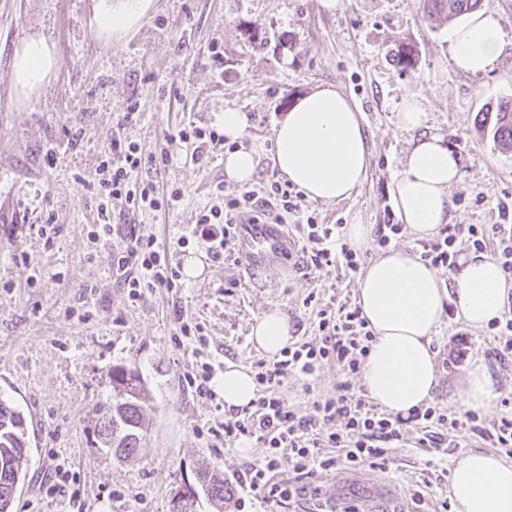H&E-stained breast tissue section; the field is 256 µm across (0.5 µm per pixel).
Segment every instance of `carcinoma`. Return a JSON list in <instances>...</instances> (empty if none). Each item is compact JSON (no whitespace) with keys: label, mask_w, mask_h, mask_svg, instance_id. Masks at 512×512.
<instances>
[{"label":"carcinoma","mask_w":512,"mask_h":512,"mask_svg":"<svg viewBox=\"0 0 512 512\" xmlns=\"http://www.w3.org/2000/svg\"><path fill=\"white\" fill-rule=\"evenodd\" d=\"M481 0H423L429 17L458 16L480 7ZM393 61L405 68L414 62L416 49L402 43L390 52ZM495 120L490 134L497 146L512 151V97L500 99L494 109ZM149 396L139 371L125 364L112 367L110 389L96 404L95 435L101 447L112 449V459L120 462L132 458L145 438L148 425L143 411ZM26 423L20 410L0 399V512H10L14 490L27 464ZM199 483L207 499L219 508L231 497L232 489L218 468L198 472Z\"/></svg>","instance_id":"1"}]
</instances>
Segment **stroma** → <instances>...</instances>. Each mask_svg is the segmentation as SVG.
I'll list each match as a JSON object with an SVG mask.
<instances>
[{
    "label": "stroma",
    "mask_w": 512,
    "mask_h": 512,
    "mask_svg": "<svg viewBox=\"0 0 512 512\" xmlns=\"http://www.w3.org/2000/svg\"><path fill=\"white\" fill-rule=\"evenodd\" d=\"M116 0H0V398L25 416L27 458L11 512H170L183 476L220 468L233 480L245 462L267 450L249 440V454L225 445L213 428L225 419L217 390L198 394L188 375L225 362L255 370L264 355L250 340L264 312H284L296 342L314 336L308 295L354 299L356 279L342 271L280 256L251 270L240 254L216 259L192 239L196 216L216 188L237 195L224 175V154L202 163L186 155L150 171L159 189H180L170 211L135 216L141 235L154 238L172 265L188 255L202 276L175 289L143 291L131 300L112 276V248L93 245L96 204L85 181L111 150L112 131L129 102L139 115L121 129L144 153L159 151L175 126L218 125L225 109L244 112L239 146L258 160L257 177L273 174V128L292 101L316 88H334L356 106L367 135L370 164L355 195L333 203L309 201L322 224L398 223L392 188L416 134L400 127L404 100L419 102L428 131L442 134L461 157L452 189L453 221L512 225V152L501 151L479 126L486 104L512 97V45L498 70L467 75L448 57V19L426 18L421 0H149L143 17L123 32L101 22ZM39 40L54 64L41 86H17L12 72L25 44ZM413 44L416 62L404 68L389 51ZM220 48L223 62L212 59ZM54 159H47V149ZM58 229L46 248L37 225ZM185 245H178V238ZM200 326L185 336L181 323ZM433 346L440 390L435 404L464 411L456 388L474 359H483L496 398L480 411L490 427L512 395V357H501L488 328H473L448 306ZM140 372L150 401V431L134 458L113 461L93 432L95 406L113 365ZM338 379L324 367L317 380L288 372L279 389L299 413L330 397ZM458 447L426 466L425 449H394L385 471L318 472L322 500L345 512H443L437 485L461 452L492 449L465 431ZM72 479L70 493L50 497L57 464ZM421 489L423 503L412 499Z\"/></svg>",
    "instance_id": "stroma-1"
}]
</instances>
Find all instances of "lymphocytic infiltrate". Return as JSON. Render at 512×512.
<instances>
[{
	"label": "lymphocytic infiltrate",
	"instance_id": "f902f5d3",
	"mask_svg": "<svg viewBox=\"0 0 512 512\" xmlns=\"http://www.w3.org/2000/svg\"><path fill=\"white\" fill-rule=\"evenodd\" d=\"M171 156L167 148L159 155L144 156L136 143L116 133L96 178L87 183L98 201L90 235L95 242L112 244V268L133 300L146 288L177 287L180 272L169 264L156 242L139 234L135 225H115L109 204L119 203L126 214L176 206L183 198L180 189L162 195L153 182L139 177L146 165L168 162ZM303 201L301 192L290 183L273 177L263 179L239 195H221L215 204L204 206L196 218V237L213 254L233 251L242 217H249L254 224H288L302 214ZM297 230L302 238L298 258L303 264L341 269L352 276L359 272L366 256L344 240L339 225L318 223L310 215ZM489 246L504 273L512 276L511 224L489 229L475 224L464 229L444 226L435 241L424 244L421 257L431 266L452 273L464 248L482 250ZM317 315L315 340L289 347L282 359L258 362L257 399L252 407L236 412L224 423L225 440L245 437L262 442L267 450L263 463L247 464L238 473V505L257 501L270 512H279L302 499L317 471L339 467L354 470L365 465L381 470L389 451L410 441L444 454L449 448V433L476 428L478 416L472 411L451 416L429 406L405 417L379 412L352 384L374 340L360 307L333 295ZM326 365L336 366L339 372L334 394L315 403L312 413L306 415L286 408L278 395L284 376L293 371L314 378ZM322 423L334 424V431L317 432V425Z\"/></svg>",
	"mask_w": 512,
	"mask_h": 512
}]
</instances>
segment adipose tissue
I'll use <instances>...</instances> for the list:
<instances>
[{
	"label": "adipose tissue",
	"mask_w": 512,
	"mask_h": 512,
	"mask_svg": "<svg viewBox=\"0 0 512 512\" xmlns=\"http://www.w3.org/2000/svg\"><path fill=\"white\" fill-rule=\"evenodd\" d=\"M505 45V32L491 12L459 16L448 28L451 62L465 73L495 70ZM51 65L48 48L29 41L15 59L14 80L36 88ZM398 120L417 137L394 183L396 212L415 238L425 239L452 220L450 190L460 178V160L442 135L425 131L417 102L404 103ZM273 139L274 166L310 199L349 198L365 180L369 152L360 114L334 89L301 95L278 121ZM511 292L501 266L486 255H468L452 289L409 250L391 249L376 257L361 273L356 294L375 334L361 373L370 399L401 415L432 401L440 388L433 340L447 303L455 304L468 325L481 328L501 317ZM250 339L267 355L279 354L293 342L287 315L277 309L262 314ZM215 385L228 411L251 406L257 393L252 373L231 362ZM494 395L487 367L473 362L458 390L461 405L485 409ZM449 494L455 512H512V462L483 450L463 452L451 470Z\"/></svg>",
	"instance_id": "ef3b65f1"
}]
</instances>
